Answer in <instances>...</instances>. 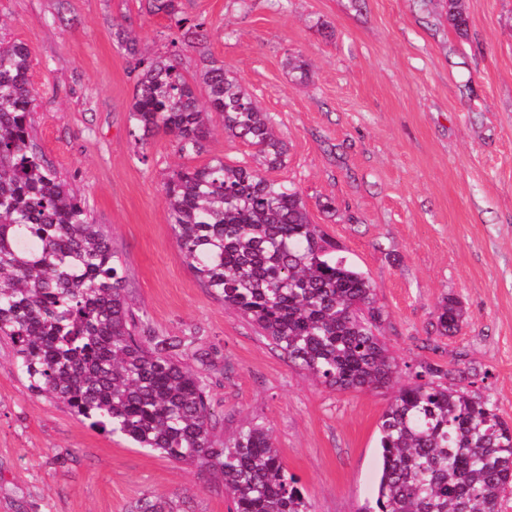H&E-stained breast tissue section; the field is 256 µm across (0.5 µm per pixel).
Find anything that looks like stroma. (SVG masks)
Listing matches in <instances>:
<instances>
[{
    "label": "stroma",
    "mask_w": 512,
    "mask_h": 512,
    "mask_svg": "<svg viewBox=\"0 0 512 512\" xmlns=\"http://www.w3.org/2000/svg\"><path fill=\"white\" fill-rule=\"evenodd\" d=\"M204 20V49L257 96L288 143L268 179L292 183L310 219L373 282L384 339L409 382L420 362L464 353L479 387L512 422V0H463L466 34L444 0H183ZM168 54L173 31L140 0H0V40L24 43L38 96L31 123L46 156L86 200L124 261L129 299L158 332L199 335L218 434L270 429L312 512H358L374 495L380 416L390 390L337 391L291 364L184 263L164 184L173 170L253 152L214 118L205 152L172 135L130 134L136 60ZM305 60L307 81L288 67ZM335 208L323 210L325 201ZM458 297L459 333H435L438 306ZM159 497L173 512H228L209 471L91 429L28 390L0 341V512H133Z\"/></svg>",
    "instance_id": "stroma-1"
}]
</instances>
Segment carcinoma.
<instances>
[{
	"label": "carcinoma",
	"mask_w": 512,
	"mask_h": 512,
	"mask_svg": "<svg viewBox=\"0 0 512 512\" xmlns=\"http://www.w3.org/2000/svg\"><path fill=\"white\" fill-rule=\"evenodd\" d=\"M141 4L176 32L167 56L138 60L134 139L164 132L182 155L199 156L216 114L227 136L256 148L251 164L213 158L175 170L165 183L188 269L325 386L392 387L401 369L383 340L384 311L370 278L311 222L293 185L263 175L288 156L269 113L222 62L210 59L199 75H184L180 52L204 46L207 29L185 16L181 0ZM448 24L467 28L458 0H448ZM115 37L127 54H139L132 33ZM29 70L25 44L0 42V337L10 342L21 379L95 430L208 469L224 483L232 512H310L268 428L253 424L227 441L214 434L208 371L217 354L199 336L156 332L130 306L108 231L93 223L33 134ZM464 315L459 299L446 298L435 331L455 335ZM187 356L200 368L191 369ZM477 376L460 358L451 368L425 361L392 393L378 426L374 504L361 512H499L512 486V425L472 389Z\"/></svg>",
	"instance_id": "carcinoma-1"
}]
</instances>
